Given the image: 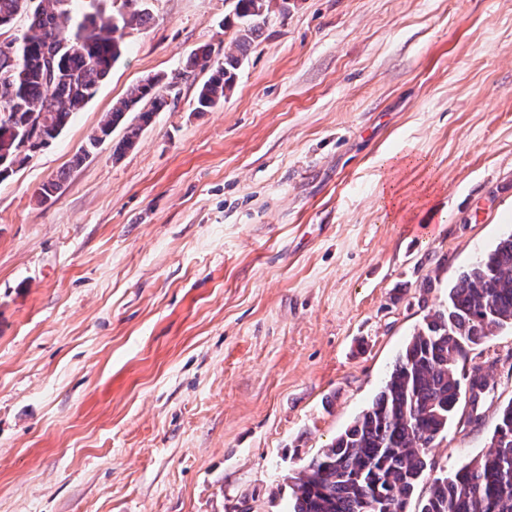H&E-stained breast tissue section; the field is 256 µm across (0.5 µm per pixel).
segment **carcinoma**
<instances>
[{"instance_id":"1","label":"carcinoma","mask_w":512,"mask_h":512,"mask_svg":"<svg viewBox=\"0 0 512 512\" xmlns=\"http://www.w3.org/2000/svg\"><path fill=\"white\" fill-rule=\"evenodd\" d=\"M80 0H0V25L27 18L26 30L0 43V181L30 160L34 145L18 132L40 133L47 148L91 99L125 51L126 30L147 25L138 5L99 9L82 22ZM290 0H234L237 30L213 61L198 46L190 67L208 73L195 111L208 112L233 90L238 71L269 23ZM162 78L148 77L116 102L88 138L94 148L135 112L116 153L130 148L156 112L167 106ZM503 329L512 330V234L501 239L448 291V307L424 317L403 347L380 392L342 433L311 458L292 487L291 512H406L427 466V451L443 439L461 394L460 363ZM418 512H512V402L499 414L487 450L451 475L433 479Z\"/></svg>"}]
</instances>
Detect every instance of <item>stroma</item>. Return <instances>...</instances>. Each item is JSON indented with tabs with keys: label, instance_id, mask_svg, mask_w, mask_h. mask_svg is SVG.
<instances>
[{
	"label": "stroma",
	"instance_id": "1",
	"mask_svg": "<svg viewBox=\"0 0 512 512\" xmlns=\"http://www.w3.org/2000/svg\"><path fill=\"white\" fill-rule=\"evenodd\" d=\"M291 2L199 112L186 60H223L233 2L147 0L95 96L0 182V512H289L512 233V0ZM155 75L175 89L135 145L114 155L119 126L75 164ZM467 363L491 371L480 418L461 402L408 512L512 402L511 331Z\"/></svg>",
	"mask_w": 512,
	"mask_h": 512
}]
</instances>
